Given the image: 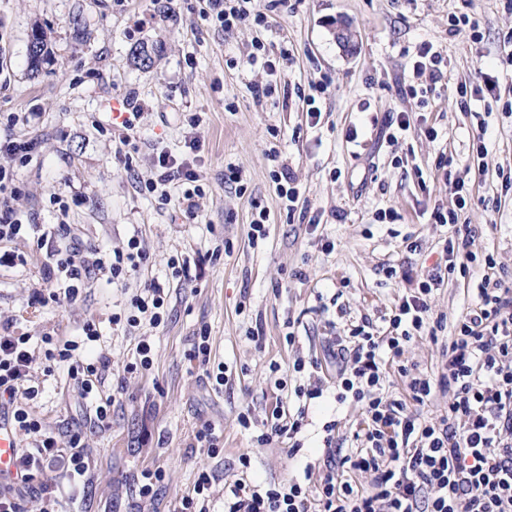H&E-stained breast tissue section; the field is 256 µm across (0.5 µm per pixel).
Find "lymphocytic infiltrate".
I'll list each match as a JSON object with an SVG mask.
<instances>
[{
	"mask_svg": "<svg viewBox=\"0 0 512 512\" xmlns=\"http://www.w3.org/2000/svg\"><path fill=\"white\" fill-rule=\"evenodd\" d=\"M249 2L207 0L206 6L229 32L266 24V15L251 12ZM443 61L440 50L421 44L412 64L413 79L403 87V95L426 103L444 78ZM155 167L157 175L146 182V190L152 193L169 182L182 181L180 205L186 214H195L201 189L188 163L162 152ZM452 189L454 208L437 206L432 212L435 222L448 228L441 262L401 298L386 318L383 334L358 324L336 340L338 397L353 398L362 409V426L355 434L357 451L340 458L335 450H328V472L315 486L295 479L264 488L237 479L224 489V512H512V284L496 276L493 259H486L476 302L460 316L445 347L448 360L439 381L401 362L413 337L424 332L433 335L441 328V321L431 316L428 297L455 272L458 259L468 255L470 230L460 216L472 195L458 182ZM57 240L43 275L49 299L60 306L76 303L88 280L101 276L113 284L123 282L147 260L134 238L108 258L65 231H58ZM130 308L128 323L145 319L160 326L167 315L164 288L155 281L145 284L131 299ZM44 357L66 365L70 378L88 394L110 368L109 358L88 357L74 340L46 349ZM389 360L396 362L406 380L407 398L379 393ZM34 373L27 337L0 329V406L10 408L15 433L32 441L31 447L19 449L14 476L0 486V512H29L28 500L36 496L42 502L40 512H55V497L36 483L45 474L59 473L72 488L89 480L81 432L48 431L31 413L29 402L39 393ZM437 389L451 398L445 415L433 420L409 413V404L426 405ZM339 464L372 475L370 489L356 491L349 480L337 477Z\"/></svg>",
	"mask_w": 512,
	"mask_h": 512,
	"instance_id": "lymphocytic-infiltrate-1",
	"label": "lymphocytic infiltrate"
}]
</instances>
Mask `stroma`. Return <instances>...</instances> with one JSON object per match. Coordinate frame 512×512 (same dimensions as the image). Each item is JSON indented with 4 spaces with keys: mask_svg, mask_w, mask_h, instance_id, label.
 Listing matches in <instances>:
<instances>
[{
    "mask_svg": "<svg viewBox=\"0 0 512 512\" xmlns=\"http://www.w3.org/2000/svg\"><path fill=\"white\" fill-rule=\"evenodd\" d=\"M251 7L267 15V26L227 33L204 16L202 0H0V138L36 144L16 165L21 194L13 206L28 229L4 245L16 260L0 266V325L28 336L39 363L43 337L79 340L92 322L99 337L87 349L112 362L100 387L116 397L108 427L87 422L90 402L61 365L40 376L41 392L30 403L47 429L85 436L91 468L85 488L72 497L62 479L48 482L61 512H174L204 467L216 476L213 508L224 512V487L244 475L238 464L244 454L252 482L306 476L319 483L324 425L334 423L333 445L346 455L362 419L357 403L336 399L328 347L362 320L382 328L440 260L447 229L435 224L432 211L438 203L452 206L450 181L464 180L471 190L466 218L477 261L430 294L431 313L443 317L444 327L407 343L405 363L438 379L444 346L475 302L483 259L512 276V193H502L498 177L512 169V113L494 104L486 118L487 152L473 162L474 119L457 92L491 70L512 30V7L505 0H283L275 7L252 0ZM460 13L478 21L480 38L466 26L449 31V16ZM340 21L355 33L352 50L336 41ZM36 22L50 35L54 55L34 73L27 46ZM258 41L280 60L281 79L267 97L261 94L267 76L249 62ZM425 41L442 50L448 73L439 96L422 108L400 88L411 82L412 54ZM143 42L161 48L148 68L132 59ZM318 81L327 88L316 96L322 115L313 126L295 90ZM131 109L140 113L137 134L123 147L112 115ZM401 110L412 111V127L391 146L384 138L388 116ZM429 127L437 139L426 136ZM191 133L199 141L195 151L184 146ZM273 147L279 158L270 156ZM160 151L196 173L203 190L198 217L179 208L178 183L167 185L165 206L157 194L141 191L155 176ZM443 155L452 160L444 172L437 168ZM230 165L240 170V184L225 182ZM284 167L305 216L287 218L277 196L272 174ZM260 207L268 213V234L254 247L250 222ZM389 208L400 221H378ZM61 219L89 246L113 250L138 238L149 259L122 283L89 280L73 305L33 302L45 287L42 268L56 241L38 245L30 227ZM409 239L417 251L406 249ZM175 258L185 269L172 268ZM152 280L166 290L169 316L156 328L145 320L129 326L130 300ZM203 328L212 363L227 368L219 391L187 358ZM145 336L153 342V367L127 372ZM299 360L319 368L294 372ZM281 380L286 389L278 388ZM310 384L323 394L305 406L300 450L292 451L285 437L259 442L278 401ZM244 411L252 417L247 430L238 422ZM206 422L224 437L215 458L193 445V431ZM145 468L165 473L150 503L133 491Z\"/></svg>",
    "mask_w": 512,
    "mask_h": 512,
    "instance_id": "stroma-1",
    "label": "stroma"
}]
</instances>
